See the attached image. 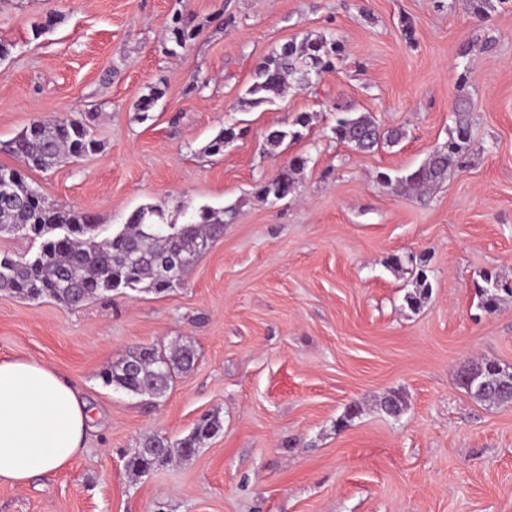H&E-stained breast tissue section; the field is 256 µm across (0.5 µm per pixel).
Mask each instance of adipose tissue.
<instances>
[{"mask_svg":"<svg viewBox=\"0 0 512 512\" xmlns=\"http://www.w3.org/2000/svg\"><path fill=\"white\" fill-rule=\"evenodd\" d=\"M93 421L78 390L34 359L0 361V483L67 468Z\"/></svg>","mask_w":512,"mask_h":512,"instance_id":"adipose-tissue-1","label":"adipose tissue"}]
</instances>
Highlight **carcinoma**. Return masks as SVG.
<instances>
[{
  "mask_svg": "<svg viewBox=\"0 0 512 512\" xmlns=\"http://www.w3.org/2000/svg\"><path fill=\"white\" fill-rule=\"evenodd\" d=\"M338 42L323 38L288 43L265 58L256 68L255 81L248 88L250 103H272L282 97L290 78L300 75L307 83L332 67V58L340 52ZM309 123L301 113L292 128L269 131L266 142L272 148L287 139L300 137L295 127ZM339 143L370 151L381 145H394L402 139L398 129L382 127L369 113L346 115L332 128ZM471 133L464 121H459L456 135L438 147V151L398 183L419 192H426L441 183L448 169L462 162L469 150ZM85 123L79 119L60 121L36 120L19 131L9 142V152L28 169L47 171L66 156L81 157L96 150ZM303 164L298 159L280 169L269 181L259 185L256 197L262 202L281 200L296 188V174ZM11 182L18 203L0 206V231L10 230L39 243L32 254L11 255V264H0V291H7L25 301L50 299L67 308H78L84 302L125 289L145 290L157 294L179 288L184 279L166 282L155 273L156 262L174 255L180 259L181 275L203 254L201 244L224 232V210L202 207L189 219L173 227L164 223L163 209L147 205L133 211L123 228L105 233L102 225L83 212L59 208L31 187L18 169L0 165V180ZM196 352L182 345L170 354L152 345L142 346L119 362L104 369L100 377L107 386L123 389L132 395L156 399L161 397L177 371H188L195 363ZM476 376L473 387L462 382L474 398L497 404L512 401V393L502 390L504 383L498 364L485 361L469 368ZM219 419L213 415L201 417L184 438L172 442L159 435L144 439L125 461V469L142 476L171 462L195 454L202 440L216 433Z\"/></svg>",
  "mask_w": 512,
  "mask_h": 512,
  "instance_id": "1",
  "label": "carcinoma"
}]
</instances>
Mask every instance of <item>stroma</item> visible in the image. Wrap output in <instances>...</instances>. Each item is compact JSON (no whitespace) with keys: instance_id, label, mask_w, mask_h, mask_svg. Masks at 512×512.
I'll return each instance as SVG.
<instances>
[{"instance_id":"1","label":"stroma","mask_w":512,"mask_h":512,"mask_svg":"<svg viewBox=\"0 0 512 512\" xmlns=\"http://www.w3.org/2000/svg\"><path fill=\"white\" fill-rule=\"evenodd\" d=\"M319 37L342 46L333 70L250 104L258 63ZM0 44V165L17 166L6 145L37 118L83 119L98 143L27 171L49 202L111 233L148 204L177 224L224 212L173 291L72 309L0 291V360L53 368L93 416L72 465L0 485V512H512V404L458 384L472 363L512 366V0H0ZM345 112L403 137L338 143ZM301 113L300 138L269 147ZM461 117L465 168L422 196L382 183ZM226 128L234 141L208 154ZM298 156L295 192L259 201ZM178 342L196 362L164 397L103 384L137 348ZM392 392L397 417L380 406ZM205 414L221 428L197 454L126 472L145 437L182 439Z\"/></svg>"}]
</instances>
